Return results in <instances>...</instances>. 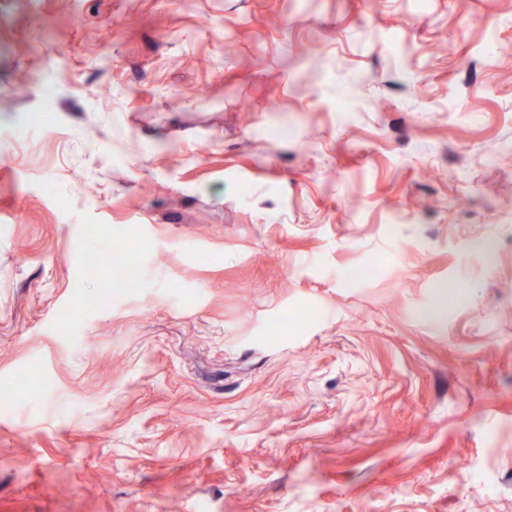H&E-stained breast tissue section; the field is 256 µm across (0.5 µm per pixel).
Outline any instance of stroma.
Listing matches in <instances>:
<instances>
[{
    "mask_svg": "<svg viewBox=\"0 0 512 512\" xmlns=\"http://www.w3.org/2000/svg\"><path fill=\"white\" fill-rule=\"evenodd\" d=\"M0 512H512V0H0Z\"/></svg>",
    "mask_w": 512,
    "mask_h": 512,
    "instance_id": "1",
    "label": "stroma"
}]
</instances>
